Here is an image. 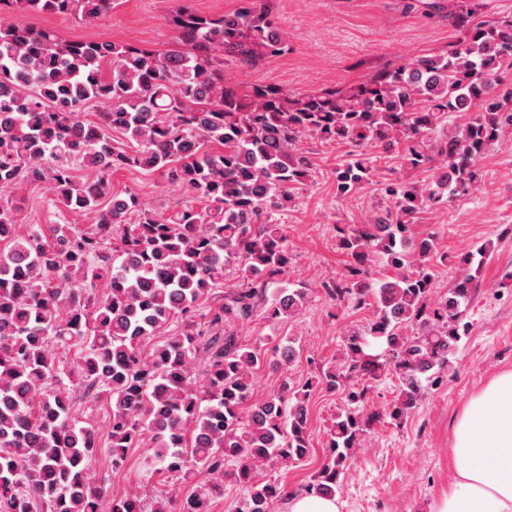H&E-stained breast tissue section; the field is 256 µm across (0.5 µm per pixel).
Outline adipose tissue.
I'll list each match as a JSON object with an SVG mask.
<instances>
[{"mask_svg": "<svg viewBox=\"0 0 512 512\" xmlns=\"http://www.w3.org/2000/svg\"><path fill=\"white\" fill-rule=\"evenodd\" d=\"M451 454L455 478L435 512H512V371L471 397Z\"/></svg>", "mask_w": 512, "mask_h": 512, "instance_id": "1", "label": "adipose tissue"}]
</instances>
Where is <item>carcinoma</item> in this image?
Instances as JSON below:
<instances>
[{"label": "carcinoma", "instance_id": "carcinoma-1", "mask_svg": "<svg viewBox=\"0 0 512 512\" xmlns=\"http://www.w3.org/2000/svg\"><path fill=\"white\" fill-rule=\"evenodd\" d=\"M244 2L221 16L182 6L168 18L177 36L165 51L67 40L0 19V191L46 183L54 203L94 220L90 229L32 224L22 234L0 204V512H100L106 498L109 512H147L140 492L111 496L90 470L103 454L118 472L140 446L152 472L174 485L192 466L210 475L182 512H211L226 477L247 489L239 512H272L285 488L259 480L258 471L309 454L308 402L318 384L344 404L305 490L333 496L365 430L416 408L423 382L443 381L468 334L463 315L492 243L458 256L463 273L433 301L436 266L448 254L435 234L419 237L412 227L426 206L466 196L482 157L512 132V88L503 86L512 75V19L482 20L483 0H464L454 16L461 37L447 51L355 86L296 96L275 84L242 91L224 81L226 65L257 68L287 51L270 0ZM112 4L0 0L88 24ZM90 104L102 108L97 122L80 117ZM453 112L468 113L466 123L430 141ZM304 136L354 147L336 167L342 194L369 183V143L399 159L402 171L429 176L396 178L375 220L338 229L349 263L322 293L339 307L374 310L347 338L341 362L254 402L264 354L232 325L260 304L268 319L289 320L312 292L279 287L290 254L280 228L266 221L311 177L298 145ZM72 159L98 179L76 181ZM118 168L158 172L206 206L150 213L135 192L112 194L108 175ZM230 264L246 287L208 303ZM381 266L393 275L377 277ZM75 279L89 287H70ZM178 318L181 335L152 342ZM368 340L385 343L387 355L372 353ZM301 351L290 336L273 349L272 364L289 365ZM389 371L399 379L396 400L382 413L368 410L374 384ZM79 394L105 406V440L73 417Z\"/></svg>", "mask_w": 512, "mask_h": 512}]
</instances>
